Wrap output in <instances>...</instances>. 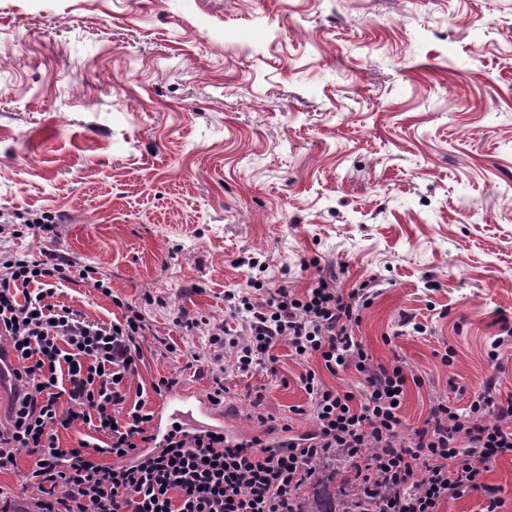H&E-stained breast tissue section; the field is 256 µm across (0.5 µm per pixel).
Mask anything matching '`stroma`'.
<instances>
[{"instance_id": "35a3bbf8", "label": "stroma", "mask_w": 512, "mask_h": 512, "mask_svg": "<svg viewBox=\"0 0 512 512\" xmlns=\"http://www.w3.org/2000/svg\"><path fill=\"white\" fill-rule=\"evenodd\" d=\"M43 210L54 238L0 246L72 261L56 299L89 321L141 310L176 351L135 383L206 356L239 434L255 393L308 400L287 346L245 372L210 341L256 277L355 292L421 380L408 424L512 396V0H0V213Z\"/></svg>"}]
</instances>
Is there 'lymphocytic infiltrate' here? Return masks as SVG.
Returning a JSON list of instances; mask_svg holds the SVG:
<instances>
[{"instance_id":"f902f5d3","label":"lymphocytic infiltrate","mask_w":512,"mask_h":512,"mask_svg":"<svg viewBox=\"0 0 512 512\" xmlns=\"http://www.w3.org/2000/svg\"><path fill=\"white\" fill-rule=\"evenodd\" d=\"M70 274L62 257L0 252V341L15 381L0 422V472L20 453L31 457L25 484L39 495L38 512H300L307 490L326 480L345 496L341 512H442L469 492L484 512H499L501 489L486 474L512 457V398L498 399L490 380L467 407L443 399L422 426L408 425L406 363L374 361L356 336L353 296L324 278L301 293L257 280L225 291L238 327L211 335L243 370L287 345L308 396L293 412L311 430L276 421L258 393L251 437L229 442L174 424L153 452L151 404L178 380L161 376L128 395L151 330L134 307L105 326L55 303L51 282ZM347 371L348 389L324 381ZM77 425L93 437L62 447L59 431Z\"/></svg>"}]
</instances>
